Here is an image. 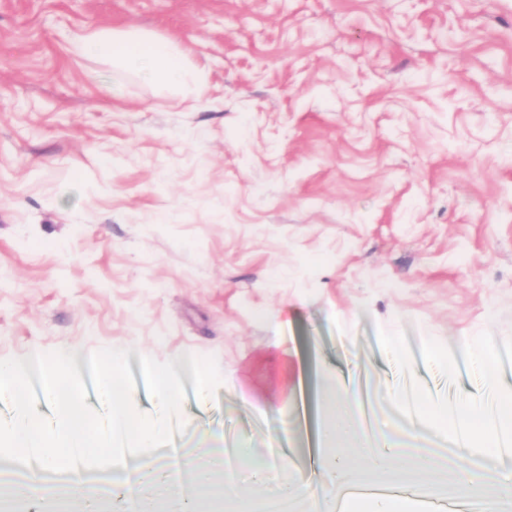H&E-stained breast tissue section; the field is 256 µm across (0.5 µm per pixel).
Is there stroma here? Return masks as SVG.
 Instances as JSON below:
<instances>
[{"label":"stroma","mask_w":512,"mask_h":512,"mask_svg":"<svg viewBox=\"0 0 512 512\" xmlns=\"http://www.w3.org/2000/svg\"><path fill=\"white\" fill-rule=\"evenodd\" d=\"M102 30L171 42L204 86L72 53ZM381 328L434 395L420 341L512 339V0H0V360L213 358L216 396L147 461L193 471L219 435L322 497L327 393L371 439L449 450L388 402ZM472 461L512 498V458ZM8 478L17 512L71 480Z\"/></svg>","instance_id":"stroma-1"}]
</instances>
